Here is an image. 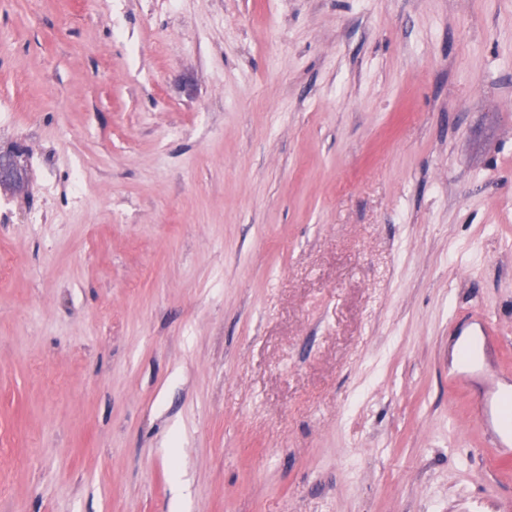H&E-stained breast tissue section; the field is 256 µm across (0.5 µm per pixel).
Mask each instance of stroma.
<instances>
[{"mask_svg": "<svg viewBox=\"0 0 512 512\" xmlns=\"http://www.w3.org/2000/svg\"><path fill=\"white\" fill-rule=\"evenodd\" d=\"M0 512H512V0H0ZM1 157L11 159L13 160L16 168H17V177L14 181L9 183H0L1 187L7 188V189H13V190H20L23 189L27 184V170L22 166L17 159H15V156L10 155L8 153H5L2 155L0 154V160ZM16 174V169L14 165L8 161V160H1L0 161V182H6L11 180Z\"/></svg>", "mask_w": 512, "mask_h": 512, "instance_id": "obj_1", "label": "stroma"}]
</instances>
